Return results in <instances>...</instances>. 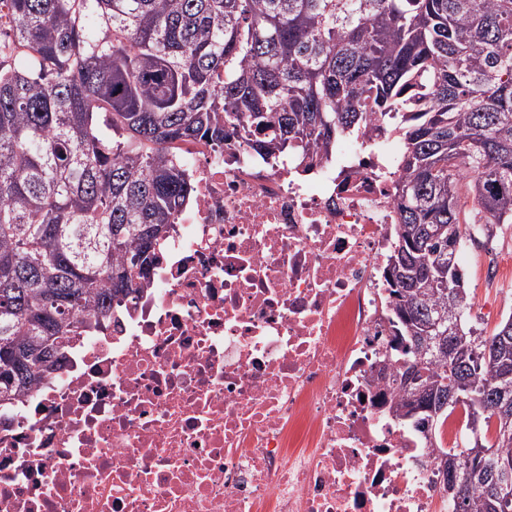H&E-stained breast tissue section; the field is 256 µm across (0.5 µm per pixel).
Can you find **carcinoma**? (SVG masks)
<instances>
[{
    "mask_svg": "<svg viewBox=\"0 0 512 512\" xmlns=\"http://www.w3.org/2000/svg\"><path fill=\"white\" fill-rule=\"evenodd\" d=\"M0 14L1 408L136 298L190 200L188 147L219 153L235 132L265 155L327 158L376 120L403 143L392 410L424 434L452 391L471 425L496 418L512 314L476 335L457 245L463 225L512 224V0H0ZM440 313L453 364L422 339ZM478 441L455 512H512V492H492L512 438Z\"/></svg>",
    "mask_w": 512,
    "mask_h": 512,
    "instance_id": "cac0c4a2",
    "label": "carcinoma"
}]
</instances>
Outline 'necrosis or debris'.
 Returning a JSON list of instances; mask_svg holds the SVG:
<instances>
[{
  "instance_id": "1",
  "label": "necrosis or debris",
  "mask_w": 512,
  "mask_h": 512,
  "mask_svg": "<svg viewBox=\"0 0 512 512\" xmlns=\"http://www.w3.org/2000/svg\"><path fill=\"white\" fill-rule=\"evenodd\" d=\"M132 303L0 418V512H453L391 410L400 153L369 127L302 177L232 137Z\"/></svg>"
}]
</instances>
